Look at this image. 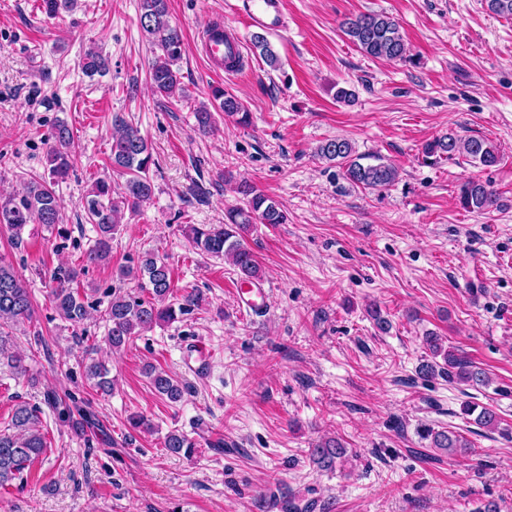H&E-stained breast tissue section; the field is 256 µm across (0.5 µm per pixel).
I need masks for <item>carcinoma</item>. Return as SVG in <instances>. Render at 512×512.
<instances>
[{"label": "carcinoma", "instance_id": "cac0c4a2", "mask_svg": "<svg viewBox=\"0 0 512 512\" xmlns=\"http://www.w3.org/2000/svg\"><path fill=\"white\" fill-rule=\"evenodd\" d=\"M140 27L148 41L161 51L150 68V82L156 93L162 96L175 94L181 83V74L176 68L182 55L183 35L180 28L171 24L167 0H141ZM341 29L349 40L366 55L389 61L406 58L407 47L397 21L384 12L360 13L341 22ZM253 45L261 57L273 66L277 56L261 34L253 35ZM85 73L92 77L107 69L102 52L91 50L83 62ZM211 107L237 122H249V112L233 94L220 87L211 91ZM53 145L50 147L47 163L49 179L30 182L26 192L20 196L0 198V227H6L15 244L23 242L22 232L29 224H42L52 230L60 223V205L52 184L66 179L70 172V149L73 133L70 127L59 122L52 132ZM423 160L434 164L463 154L484 167H491L499 160L497 149L485 138L470 136L461 138L448 131L427 142L422 150ZM317 155L333 162L343 169L345 178L354 186L365 190H382L393 184L397 169L385 162L363 164L355 154V148L346 138L324 141L317 148ZM112 167L130 174L123 192L112 197L111 181L101 178L84 197V211L97 227L98 239L87 253L90 264L106 261L112 250V234L119 224L121 211L135 208L149 200L153 184L149 175L154 164L152 152L146 139L139 131L115 117V132L111 144ZM241 204L225 213L224 223L190 226V238L194 248L213 257H226L239 271L243 282L259 278V266L254 253L244 244V237L254 224H283L286 215L279 204L257 190L242 183L237 187ZM459 203L466 211H485L498 205L496 193L479 180L463 183L459 192ZM125 277H133L142 283L150 298L133 297L112 291L111 299L101 317L111 324L108 342L114 348L128 344L141 331L151 328L160 321H171L176 313H187L203 301L201 292L193 291L182 296L178 307L166 303L173 295V277L168 264L161 258L147 254L135 266L122 271ZM79 272L59 267L52 275L55 286L51 292L53 306L58 315L73 327H80L97 311L95 303L88 301L81 290ZM31 293L12 264L0 258V367L5 366L16 375L27 372L26 357L14 349L10 333L6 328L24 321H32ZM431 360L423 364L420 374L433 378L438 374L448 375L472 387L489 385L487 373L471 361L459 357L451 348H446L441 338L428 335L424 338ZM107 370L92 362L87 366L86 379L89 387L97 391L108 390ZM147 375L154 391L171 403H178L184 395V388L163 370L148 369ZM45 403L58 411L59 418L70 421L74 414L89 415V411L78 407L71 409L52 395L45 396ZM41 409L27 402L16 405L8 427L0 430V486L16 479H23L29 469L44 454L47 448L44 434L37 425ZM422 438L430 440L431 447L446 450L450 454L465 452L470 448L467 440L453 431H435L429 427L421 430ZM196 444L184 433L171 431L164 438V448L172 455L192 452ZM315 463L331 469L336 460L344 456V447L335 438H328L311 449Z\"/></svg>", "mask_w": 512, "mask_h": 512}]
</instances>
